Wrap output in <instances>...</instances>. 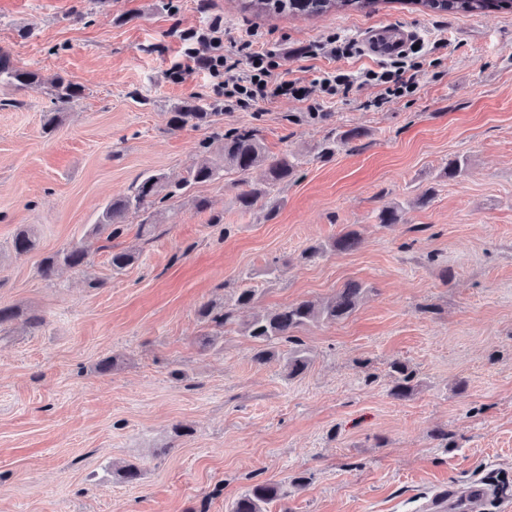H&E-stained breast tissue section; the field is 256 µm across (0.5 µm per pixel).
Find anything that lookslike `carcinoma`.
<instances>
[{"label": "carcinoma", "mask_w": 512, "mask_h": 512, "mask_svg": "<svg viewBox=\"0 0 512 512\" xmlns=\"http://www.w3.org/2000/svg\"><path fill=\"white\" fill-rule=\"evenodd\" d=\"M416 4L433 11H448L460 14L483 13L496 9L512 10V0H416ZM378 5V0H246L244 7L261 13L277 15H302L319 17L333 10H371ZM0 81H6L20 89H39L43 81L39 73L17 67L9 52L0 48ZM52 99L62 109L79 101L84 94L81 85L73 83L62 76L56 77L49 88ZM223 116L219 101L203 106L195 101H186L170 112L168 126L171 130L186 128L214 129L210 140L200 145L199 158L191 165L186 175L172 179L164 174L150 175L135 184L130 194L118 195L105 206L101 219L94 225L93 232L109 231V237H117L123 232V224L129 215L144 213L146 217L140 223V233L149 235L155 224L150 220L151 210L167 198L184 193L191 185L206 184L216 181L224 173L233 171L246 175L251 170L265 169L263 183L242 190L238 202L242 209L250 210L261 200L271 195L283 182L295 174V163L286 155L274 157L267 153L257 131L248 127H231L225 131L218 130ZM363 136L357 129H350L327 137L317 146L318 154L330 156L335 154L336 145H346ZM361 238L357 231L349 229L332 241L315 245L304 251L305 258L315 260L329 253H347L360 247ZM36 247V238L31 228H19L13 238V249L19 254L32 251ZM139 254L130 249L114 251L110 255V264L115 271H122L134 265ZM89 265L88 252L81 246L72 245L61 251L49 254L41 260V276L50 280L57 269L66 266L83 270ZM368 292L357 281L347 282L343 288L328 302L318 305L312 301H301L256 314L243 326L244 335L256 344L253 361L265 365L275 359H284L288 368V377L302 375L309 367L311 359L308 350L295 333L313 323L335 324L350 317L360 305ZM256 299V291L243 286L227 300L217 303H204L198 310L202 322L224 328L235 323L237 313L251 307ZM22 320L26 327L37 329L44 323L42 316L24 312L17 307H0V326L15 320ZM288 343L291 348L283 354L275 350V344ZM393 381L390 394L395 399H406L414 390L415 373L406 364H392ZM286 495L281 486L262 482L251 486L234 502L231 512H263L261 504Z\"/></svg>", "instance_id": "1"}]
</instances>
